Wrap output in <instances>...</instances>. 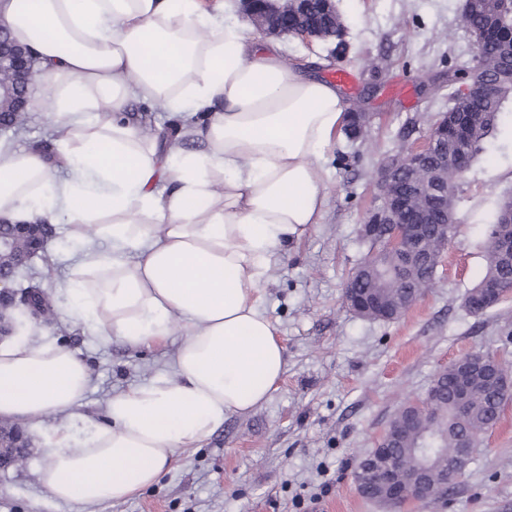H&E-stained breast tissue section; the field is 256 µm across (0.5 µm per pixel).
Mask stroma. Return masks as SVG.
Wrapping results in <instances>:
<instances>
[{
  "mask_svg": "<svg viewBox=\"0 0 512 512\" xmlns=\"http://www.w3.org/2000/svg\"><path fill=\"white\" fill-rule=\"evenodd\" d=\"M464 0H336L341 41L309 44L287 36V57L312 60L322 78L346 69L357 89L350 111L363 113L360 137L340 135L325 158L328 206L321 224L289 244L262 292L277 325L287 366L269 399L232 416L199 448L176 454L158 483L120 502L87 508L52 499L38 472L35 445L24 466L0 469V512H384L363 497L355 467L375 448L400 405L424 396L437 371L475 351L512 371V293L481 315L466 306L486 273L488 221L512 188V104H506L487 151L459 182L456 232L442 253L433 288L395 321L368 320L344 299L349 273L367 255L361 234L380 203V163L424 144L451 105L449 69L471 68L477 53L461 23ZM398 84L409 100L392 96ZM75 244L55 225L34 260L38 276L57 282ZM35 321L88 362L93 387L79 408L103 419L113 393L167 372L181 340L131 348L85 335L64 316ZM400 512H512V402L485 433L449 497L408 502Z\"/></svg>",
  "mask_w": 512,
  "mask_h": 512,
  "instance_id": "35a3bbf8",
  "label": "stroma"
}]
</instances>
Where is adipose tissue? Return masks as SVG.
Wrapping results in <instances>:
<instances>
[{"instance_id": "obj_1", "label": "adipose tissue", "mask_w": 512, "mask_h": 512, "mask_svg": "<svg viewBox=\"0 0 512 512\" xmlns=\"http://www.w3.org/2000/svg\"><path fill=\"white\" fill-rule=\"evenodd\" d=\"M228 0H0V26L37 57L54 157L0 140V217L64 223L58 283L90 336L184 337L170 370L112 395L107 421L42 429L39 482L82 506L155 484L179 450L265 401L286 367L261 288L285 244L320 223L326 152L348 120L335 85L279 42L225 21ZM160 103V150L126 115ZM200 137L201 151L183 149ZM95 232H88V225ZM80 355L29 331L0 343V417L70 416L92 386Z\"/></svg>"}]
</instances>
